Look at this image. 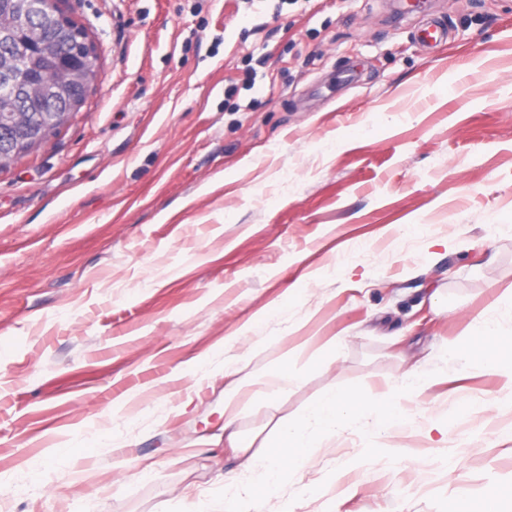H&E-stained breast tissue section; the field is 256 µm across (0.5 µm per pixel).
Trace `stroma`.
I'll return each mask as SVG.
<instances>
[{
  "label": "stroma",
  "mask_w": 512,
  "mask_h": 512,
  "mask_svg": "<svg viewBox=\"0 0 512 512\" xmlns=\"http://www.w3.org/2000/svg\"><path fill=\"white\" fill-rule=\"evenodd\" d=\"M58 4L96 78L0 170V473L58 458L27 492L0 486V512L213 510L240 465L225 336L257 376L301 371L240 419L251 436L331 383L386 401L512 284V0ZM431 21L447 36L427 45ZM334 336L333 365L300 350ZM499 396L477 369L427 390L467 438L449 469L422 436L382 432L247 508L512 512V413L481 408ZM401 443L410 460L389 462ZM344 454L363 466L329 480ZM64 125V122L57 123H49L43 120H40L38 117H32V129L34 130V134L38 136V139L32 143H28L26 146L21 147V149L13 156L9 157L2 164L0 162V169H5L10 166L12 162H14L18 157L22 154L28 152L33 146L36 144H40L41 142L48 139L50 136H54L59 132V128Z\"/></svg>",
  "instance_id": "1"
}]
</instances>
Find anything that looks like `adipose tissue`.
<instances>
[{
	"label": "adipose tissue",
	"mask_w": 512,
	"mask_h": 512,
	"mask_svg": "<svg viewBox=\"0 0 512 512\" xmlns=\"http://www.w3.org/2000/svg\"><path fill=\"white\" fill-rule=\"evenodd\" d=\"M460 342L448 345L436 373L419 370L406 372L393 393L414 403L416 411L423 413L427 433L432 434L431 444L436 447L437 462L449 466L452 462L447 452L450 421L445 415H431L426 411L423 395L434 384L437 376L447 372L470 370L474 362L464 351L465 339L480 336L489 342L500 344L512 339V289L506 299L488 308L462 333ZM244 385L237 368L224 366V445L241 460V474L224 485V512H240L249 494V477H257L270 492L300 483L303 471L317 448L336 436L349 434L366 435L382 430L411 431L415 428L414 413H390L380 404L364 398H350L324 388L300 417L279 421L262 442L244 438L236 429L243 411L240 393Z\"/></svg>",
	"instance_id": "ef3b65f1"
}]
</instances>
